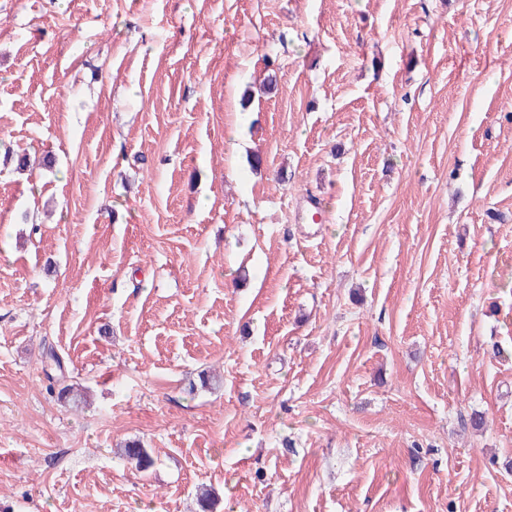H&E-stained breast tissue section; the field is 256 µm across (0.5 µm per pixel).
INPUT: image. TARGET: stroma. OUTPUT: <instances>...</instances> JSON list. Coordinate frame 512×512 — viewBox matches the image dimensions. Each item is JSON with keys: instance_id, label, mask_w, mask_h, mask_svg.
<instances>
[{"instance_id": "1", "label": "stroma", "mask_w": 512, "mask_h": 512, "mask_svg": "<svg viewBox=\"0 0 512 512\" xmlns=\"http://www.w3.org/2000/svg\"><path fill=\"white\" fill-rule=\"evenodd\" d=\"M203 486L512 512V0H0V512Z\"/></svg>"}]
</instances>
